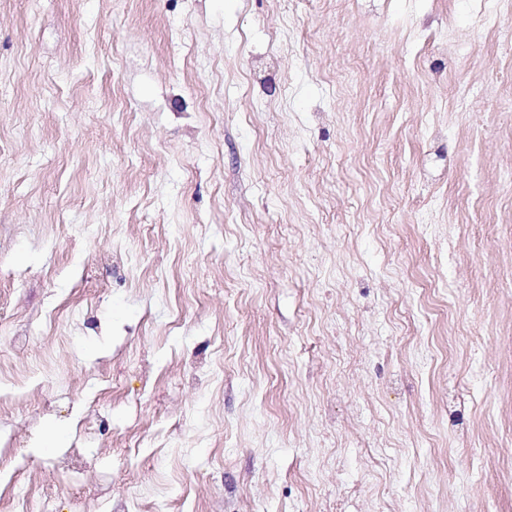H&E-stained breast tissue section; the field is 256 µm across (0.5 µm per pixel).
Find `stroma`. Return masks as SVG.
<instances>
[{
  "instance_id": "stroma-1",
  "label": "stroma",
  "mask_w": 512,
  "mask_h": 512,
  "mask_svg": "<svg viewBox=\"0 0 512 512\" xmlns=\"http://www.w3.org/2000/svg\"><path fill=\"white\" fill-rule=\"evenodd\" d=\"M50 485L512 512V0H0V498Z\"/></svg>"
}]
</instances>
